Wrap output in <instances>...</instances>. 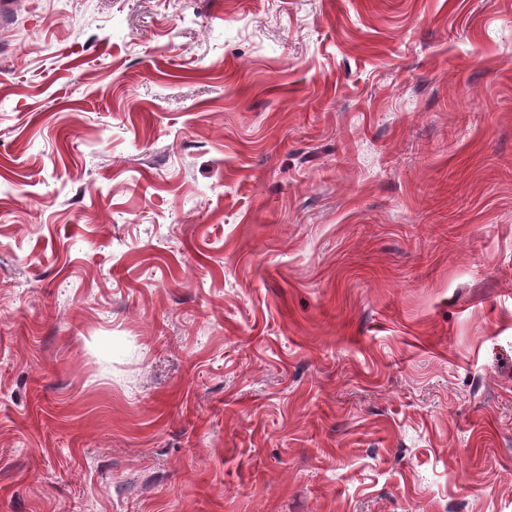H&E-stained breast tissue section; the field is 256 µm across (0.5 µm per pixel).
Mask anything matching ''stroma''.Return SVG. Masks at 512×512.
I'll list each match as a JSON object with an SVG mask.
<instances>
[{
  "instance_id": "1",
  "label": "stroma",
  "mask_w": 512,
  "mask_h": 512,
  "mask_svg": "<svg viewBox=\"0 0 512 512\" xmlns=\"http://www.w3.org/2000/svg\"><path fill=\"white\" fill-rule=\"evenodd\" d=\"M0 512H512V0H0Z\"/></svg>"
}]
</instances>
